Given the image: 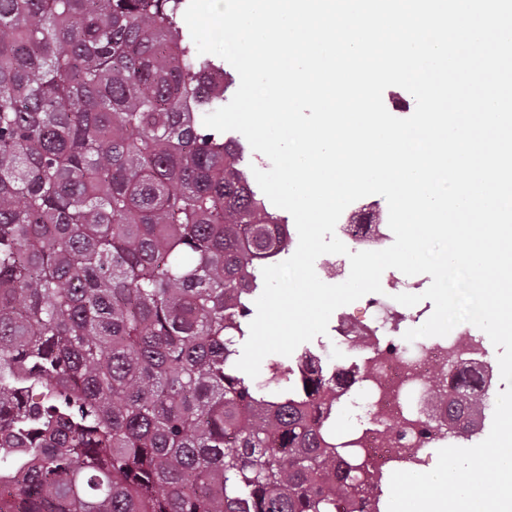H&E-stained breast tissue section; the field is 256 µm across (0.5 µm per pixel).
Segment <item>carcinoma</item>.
<instances>
[{
	"label": "carcinoma",
	"mask_w": 512,
	"mask_h": 512,
	"mask_svg": "<svg viewBox=\"0 0 512 512\" xmlns=\"http://www.w3.org/2000/svg\"><path fill=\"white\" fill-rule=\"evenodd\" d=\"M187 0H0V512H340L336 376L236 368L288 250ZM477 382L439 389L469 430ZM227 138H232V139L238 140L239 143L242 145V147L244 149V151H243L244 159L242 162V167L245 170V172L247 173V175L252 183V186L254 187L255 191L257 192L258 198L263 199V201L267 207V210L270 213H273L274 215H276L278 217H285L288 220V212L283 209H280L272 204V202L267 198V196L259 188V186L254 178V175L252 173V170H251V165L256 166L260 170L270 169L271 165H270L269 159L261 153L254 152L251 149V147L248 144L245 137L242 134H240L239 132H236V131L224 132V139H227Z\"/></svg>",
	"instance_id": "obj_1"
}]
</instances>
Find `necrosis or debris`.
Masks as SVG:
<instances>
[{
  "mask_svg": "<svg viewBox=\"0 0 512 512\" xmlns=\"http://www.w3.org/2000/svg\"><path fill=\"white\" fill-rule=\"evenodd\" d=\"M366 306L369 324L355 326L341 314L336 326L339 340L356 344L364 361L361 374L343 376L336 387V413L351 422L353 453L364 464L359 491L343 503L346 512H373L389 475L425 466L429 448L448 439V417L436 400L439 369L465 364L478 347L456 329L412 350L383 342L386 330L399 326L394 306L380 294Z\"/></svg>",
  "mask_w": 512,
  "mask_h": 512,
  "instance_id": "obj_1",
  "label": "necrosis or debris"
}]
</instances>
